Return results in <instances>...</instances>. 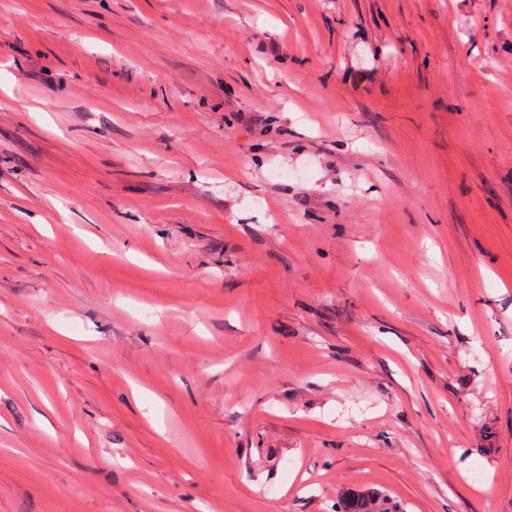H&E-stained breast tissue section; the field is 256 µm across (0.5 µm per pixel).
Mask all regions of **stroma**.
Here are the masks:
<instances>
[{"instance_id":"obj_1","label":"stroma","mask_w":512,"mask_h":512,"mask_svg":"<svg viewBox=\"0 0 512 512\" xmlns=\"http://www.w3.org/2000/svg\"><path fill=\"white\" fill-rule=\"evenodd\" d=\"M362 487L512 512V0H0V512Z\"/></svg>"}]
</instances>
